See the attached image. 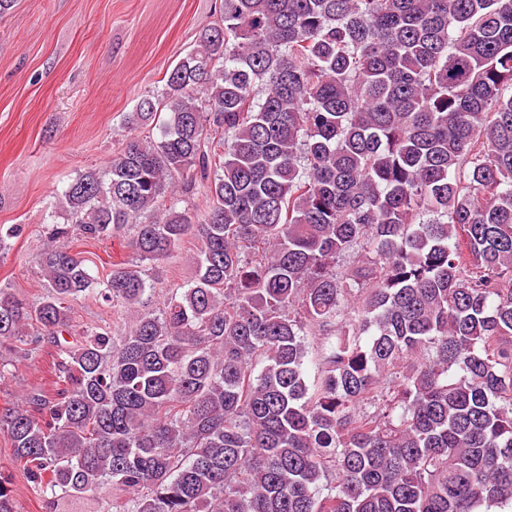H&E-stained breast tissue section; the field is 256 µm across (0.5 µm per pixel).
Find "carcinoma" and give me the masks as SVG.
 Returning <instances> with one entry per match:
<instances>
[{
  "label": "carcinoma",
  "instance_id": "cac0c4a2",
  "mask_svg": "<svg viewBox=\"0 0 512 512\" xmlns=\"http://www.w3.org/2000/svg\"><path fill=\"white\" fill-rule=\"evenodd\" d=\"M508 90L512 0H224L58 196L46 293L0 289V385L47 356L0 512H512ZM126 229L93 276L74 243ZM196 251V242L188 239L158 268L149 270V283H152L156 292L161 294L162 289L187 284L193 276L191 256ZM74 312L75 324L104 320L110 325L115 336H122L129 329V322L124 323L116 313L112 314V309L101 306L92 298L74 303Z\"/></svg>",
  "mask_w": 512,
  "mask_h": 512
}]
</instances>
